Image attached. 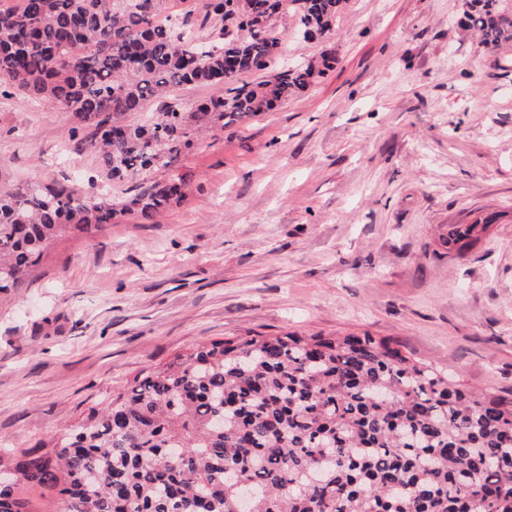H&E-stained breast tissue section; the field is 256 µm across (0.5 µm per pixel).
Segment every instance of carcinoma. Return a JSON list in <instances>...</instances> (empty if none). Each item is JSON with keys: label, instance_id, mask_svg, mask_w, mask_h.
Wrapping results in <instances>:
<instances>
[{"label": "carcinoma", "instance_id": "carcinoma-1", "mask_svg": "<svg viewBox=\"0 0 512 512\" xmlns=\"http://www.w3.org/2000/svg\"><path fill=\"white\" fill-rule=\"evenodd\" d=\"M167 0H20L0 9V80L63 106L69 138L112 179L159 172L122 199L65 186L0 190V293L29 287L46 250L135 213L156 219L186 196L175 167L205 133L259 116L336 63L316 58L257 83L280 56V21L330 40L345 0H206L164 22ZM461 24L488 50L512 46V0H464ZM223 91L189 111L128 116L179 85ZM491 218L448 225V249L477 243ZM0 512H512V401L474 391L367 332L235 336L139 372L105 410L88 409L52 447L0 471Z\"/></svg>", "mask_w": 512, "mask_h": 512}]
</instances>
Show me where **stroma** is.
<instances>
[{"mask_svg": "<svg viewBox=\"0 0 512 512\" xmlns=\"http://www.w3.org/2000/svg\"><path fill=\"white\" fill-rule=\"evenodd\" d=\"M462 0H348L335 68L182 155L186 200L56 242L0 297V456L76 425L141 370L227 336L363 332L512 400V52ZM66 109L0 95V189L113 192ZM493 214L449 252V225Z\"/></svg>", "mask_w": 512, "mask_h": 512, "instance_id": "obj_1", "label": "stroma"}]
</instances>
